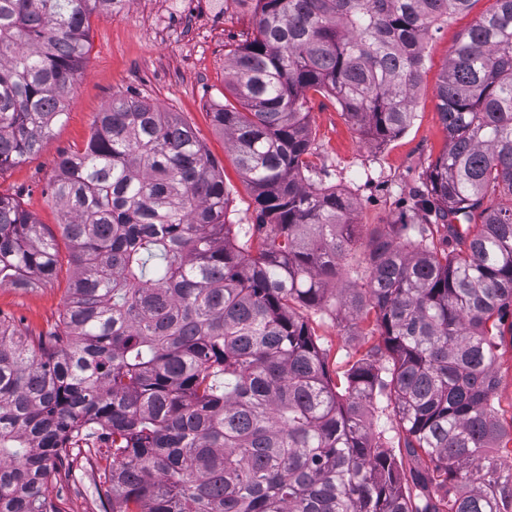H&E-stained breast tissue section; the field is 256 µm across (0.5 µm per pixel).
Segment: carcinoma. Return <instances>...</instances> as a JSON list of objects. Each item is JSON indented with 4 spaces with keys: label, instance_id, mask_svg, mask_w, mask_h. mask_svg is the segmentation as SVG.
<instances>
[{
    "label": "carcinoma",
    "instance_id": "obj_1",
    "mask_svg": "<svg viewBox=\"0 0 512 512\" xmlns=\"http://www.w3.org/2000/svg\"><path fill=\"white\" fill-rule=\"evenodd\" d=\"M116 2L0 0V172L65 115L90 18ZM471 2L256 0L253 37L229 51L235 101L212 112L255 197L246 227L190 126L112 97L50 183L70 246L59 324L35 343L0 318V512H55L46 484L85 453L112 512H512L490 454L512 316V0L448 54L447 146L413 195L420 223L371 240L345 288L357 202L316 187L306 160L308 91L366 136H398L431 27ZM60 270L54 239L0 193V287ZM298 306L374 318L381 343L343 385ZM379 396L428 466L406 469L373 432ZM101 429L106 447H76Z\"/></svg>",
    "mask_w": 512,
    "mask_h": 512
}]
</instances>
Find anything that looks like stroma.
<instances>
[{"label":"stroma","mask_w":512,"mask_h":512,"mask_svg":"<svg viewBox=\"0 0 512 512\" xmlns=\"http://www.w3.org/2000/svg\"><path fill=\"white\" fill-rule=\"evenodd\" d=\"M490 6V0H474L468 14L435 25L424 45L413 120L391 141H368L333 96L309 92V160L316 168L315 180L356 200L355 221L361 226L362 241L408 220L413 191L446 148L436 88L449 49ZM253 30L251 0H122L116 10L92 15L89 52L69 94L66 115L37 153L0 172V192L16 197L42 224L45 235L55 240L61 257H68L49 184L61 157L85 146L98 113L113 96L125 95L147 100L160 111L178 113L194 129L231 190L230 221L254 223V195L226 150L211 109L230 93L224 82L229 51ZM65 303L62 276L27 289L0 287V316L20 323L35 340L53 330ZM305 317L336 382L342 381L358 353L379 341L366 322L311 310ZM494 371L496 416L507 429L512 427L511 338L500 343ZM96 482L87 465L74 480L56 474L47 494L56 512H105L109 502L104 492L96 490Z\"/></svg>","instance_id":"obj_1"}]
</instances>
